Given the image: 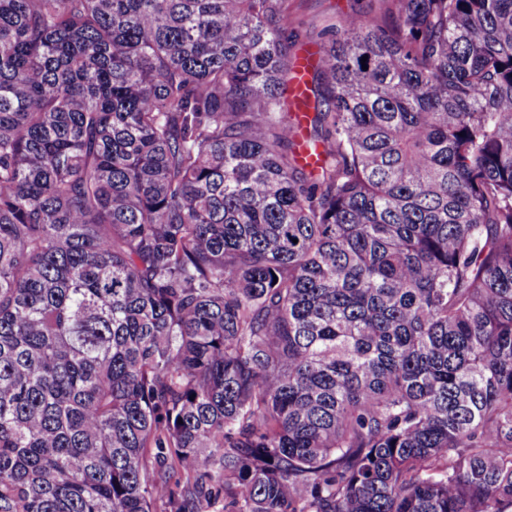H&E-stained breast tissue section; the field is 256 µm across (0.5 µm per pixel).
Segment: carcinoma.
I'll return each instance as SVG.
<instances>
[{
    "instance_id": "obj_1",
    "label": "carcinoma",
    "mask_w": 512,
    "mask_h": 512,
    "mask_svg": "<svg viewBox=\"0 0 512 512\" xmlns=\"http://www.w3.org/2000/svg\"><path fill=\"white\" fill-rule=\"evenodd\" d=\"M370 2L0 0V512H512V0ZM293 18L301 19L304 25L297 29L294 52L299 56L316 54L323 46L319 32L328 18L340 20L365 7L361 0H289Z\"/></svg>"
}]
</instances>
